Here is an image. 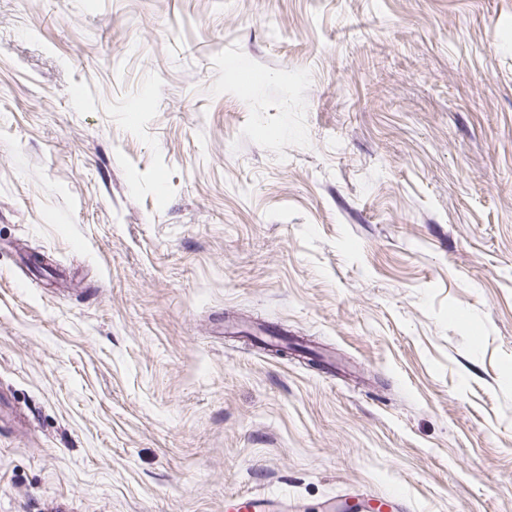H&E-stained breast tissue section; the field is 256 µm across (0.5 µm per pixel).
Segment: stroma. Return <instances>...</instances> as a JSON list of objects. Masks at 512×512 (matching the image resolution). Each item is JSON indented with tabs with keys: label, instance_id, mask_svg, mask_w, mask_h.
Segmentation results:
<instances>
[{
	"label": "stroma",
	"instance_id": "obj_1",
	"mask_svg": "<svg viewBox=\"0 0 512 512\" xmlns=\"http://www.w3.org/2000/svg\"><path fill=\"white\" fill-rule=\"evenodd\" d=\"M0 512H512V0H0ZM224 507L227 512H300L298 503L251 493L229 497Z\"/></svg>",
	"mask_w": 512,
	"mask_h": 512
}]
</instances>
